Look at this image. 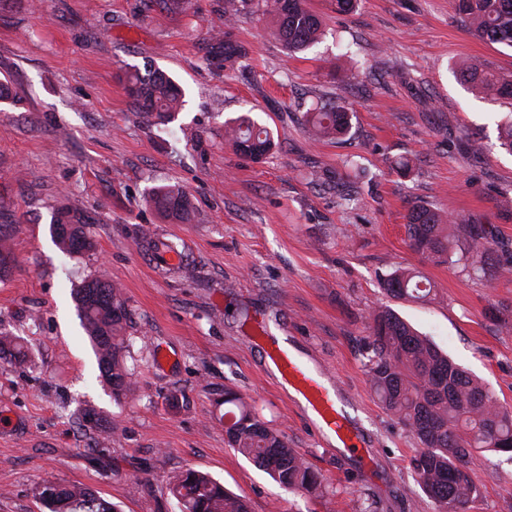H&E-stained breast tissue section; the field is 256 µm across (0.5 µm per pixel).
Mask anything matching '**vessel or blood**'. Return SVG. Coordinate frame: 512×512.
<instances>
[{"mask_svg":"<svg viewBox=\"0 0 512 512\" xmlns=\"http://www.w3.org/2000/svg\"><path fill=\"white\" fill-rule=\"evenodd\" d=\"M263 353L295 397L310 409L318 426L344 448L358 447V436L347 421L336 393L327 386L321 372L311 368L293 349L267 345Z\"/></svg>","mask_w":512,"mask_h":512,"instance_id":"1","label":"vessel or blood"}]
</instances>
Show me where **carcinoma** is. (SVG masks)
Returning <instances> with one entry per match:
<instances>
[{
	"instance_id": "cac0c4a2",
	"label": "carcinoma",
	"mask_w": 512,
	"mask_h": 512,
	"mask_svg": "<svg viewBox=\"0 0 512 512\" xmlns=\"http://www.w3.org/2000/svg\"><path fill=\"white\" fill-rule=\"evenodd\" d=\"M272 16L274 34L290 53L316 43L321 34L320 17L306 9L303 0H261ZM459 12L470 30L492 43L512 47V0H458ZM245 49L224 37V61L233 64ZM463 80L486 97H512V80H502L480 71L476 65L461 70ZM126 90L140 109L160 121H168L183 107L179 86L163 71L137 70L126 75ZM349 109L326 103L306 113L308 130L317 137L345 134L350 126ZM227 136L240 153L256 160L273 141L267 128L248 116L227 125ZM150 202L167 219L185 223L190 203L177 186H164L150 195ZM453 218L423 205L412 207L405 224L410 246L431 261L454 265L464 261L476 277L504 275L512 267L495 261L488 234L468 225L465 242L448 233ZM53 237L64 252L78 253L93 247L84 227L70 224L60 213L52 226ZM386 292L395 298L425 299L431 293L420 271L397 268L383 279ZM76 301L82 325L90 337L102 376L119 398L131 390L132 373L123 350L129 320L127 301L121 290L101 276L85 280ZM372 389L382 407L395 416L418 439L421 448L411 459L417 482L437 506V512H463L480 495L469 465L473 451L512 452V413L500 409L493 397L435 344L388 310L372 316V334L362 346ZM224 403V432L230 447L263 469L280 486L317 494L318 473L284 436L262 421L251 407L231 391ZM169 493L183 502V512H249L243 498L224 489L209 474L188 468L173 476ZM34 495L49 512H111L115 505L87 488L46 484Z\"/></svg>"
}]
</instances>
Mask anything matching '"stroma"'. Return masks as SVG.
<instances>
[{"mask_svg": "<svg viewBox=\"0 0 512 512\" xmlns=\"http://www.w3.org/2000/svg\"><path fill=\"white\" fill-rule=\"evenodd\" d=\"M323 19L320 41L288 54L269 16L248 4L233 26L224 0H0V238L14 263L0 278V332L26 352L0 354V512H47L33 489L80 484L119 512H179L169 479L194 468L244 497L250 512H435L419 488L412 433L378 402L360 354L370 315L391 309L512 412V277L476 278L426 261L406 215L424 205L481 225L512 261V154L500 124L512 99L485 100L460 78L476 64L512 75V48L470 31L457 0H358ZM246 58L225 64L215 37ZM168 73L185 105L165 124L125 89L138 68ZM349 108L348 133L317 140V104ZM251 113L273 135L259 161L236 152L225 123ZM480 132L478 151L465 135ZM409 168H400L401 160ZM179 184L193 210L166 222L147 201ZM90 251L66 254L60 209ZM173 242L188 269L158 267L142 233ZM418 268L430 300L381 285ZM104 276L130 319L133 385L112 395L80 325L72 290ZM320 368L364 446L338 447L292 399L253 345L257 329ZM253 405L324 479L312 496L280 487L230 448L224 392ZM480 496L464 512H512V455L475 461Z\"/></svg>", "mask_w": 512, "mask_h": 512, "instance_id": "obj_1", "label": "stroma"}]
</instances>
